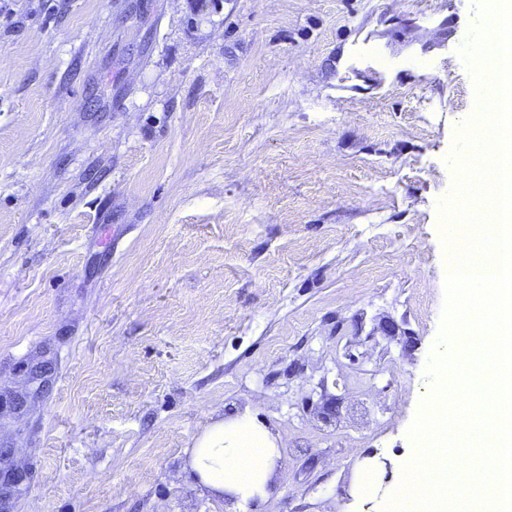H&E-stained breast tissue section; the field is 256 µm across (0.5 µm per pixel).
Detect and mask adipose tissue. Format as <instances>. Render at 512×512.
<instances>
[{"label": "adipose tissue", "mask_w": 512, "mask_h": 512, "mask_svg": "<svg viewBox=\"0 0 512 512\" xmlns=\"http://www.w3.org/2000/svg\"><path fill=\"white\" fill-rule=\"evenodd\" d=\"M281 436L245 411L214 420L194 441L187 459L197 485L249 512L270 495Z\"/></svg>", "instance_id": "obj_1"}]
</instances>
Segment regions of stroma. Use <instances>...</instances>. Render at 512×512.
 I'll return each mask as SVG.
<instances>
[{
	"label": "stroma",
	"instance_id": "1",
	"mask_svg": "<svg viewBox=\"0 0 512 512\" xmlns=\"http://www.w3.org/2000/svg\"><path fill=\"white\" fill-rule=\"evenodd\" d=\"M9 6L0 448L30 480L0 512H230L187 451L245 409L282 437L260 512H383L431 393L476 0Z\"/></svg>",
	"mask_w": 512,
	"mask_h": 512
}]
</instances>
